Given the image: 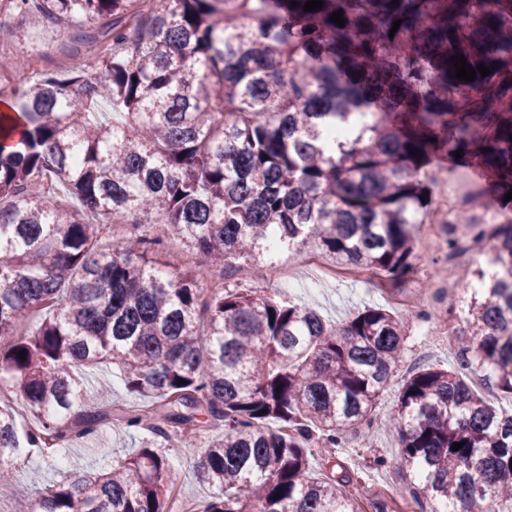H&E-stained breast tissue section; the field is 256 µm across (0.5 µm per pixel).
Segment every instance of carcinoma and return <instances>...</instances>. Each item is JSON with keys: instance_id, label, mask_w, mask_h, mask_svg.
Returning a JSON list of instances; mask_svg holds the SVG:
<instances>
[{"instance_id": "cac0c4a2", "label": "carcinoma", "mask_w": 512, "mask_h": 512, "mask_svg": "<svg viewBox=\"0 0 512 512\" xmlns=\"http://www.w3.org/2000/svg\"><path fill=\"white\" fill-rule=\"evenodd\" d=\"M305 2L9 0L28 28L63 21L78 42L0 110V374L25 419L0 403V484L102 431L153 436L112 466L95 448L93 477L30 471L16 512H169L180 474L166 449L213 429L191 459L213 489L197 512H357L345 484L310 476L311 447L367 419L405 318L366 307L336 326L224 276L261 257L274 274L277 254L312 242L344 271L404 286L433 203L422 173L455 151L494 185L479 208L506 220L480 226L465 209L439 248L466 230L499 272L478 266L449 312L454 365L404 380L393 464L439 506L512 512V414L472 385L512 398V0ZM102 16L111 26L86 33ZM460 55L491 74L456 79ZM104 91L122 124L99 118ZM365 109L361 135L324 147ZM159 223L194 265L169 269L141 229ZM103 363L132 402L86 395L83 369Z\"/></svg>"}]
</instances>
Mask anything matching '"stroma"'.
Returning <instances> with one entry per match:
<instances>
[{"instance_id":"35a3bbf8","label":"stroma","mask_w":512,"mask_h":512,"mask_svg":"<svg viewBox=\"0 0 512 512\" xmlns=\"http://www.w3.org/2000/svg\"><path fill=\"white\" fill-rule=\"evenodd\" d=\"M55 39L40 43L21 38L17 20L0 22V83L10 87L16 83V64L26 62L36 69H49L66 62L71 41L65 24L54 27ZM418 273L413 280L396 291H389L354 277H339L319 285L299 281L290 288H277L264 261L251 265L248 275H227L230 285L242 288H264L278 293L283 299L314 308L331 324H340L367 306H384L394 313L405 314L414 299H421L422 314L408 324L404 356L393 372L391 381L373 408L370 420L362 432H349L341 447L325 448L314 445L311 472L313 475L349 474L357 490L358 512H376V502L387 501L392 512H434L435 502L429 494L412 497L407 486L408 476L394 468L399 441L390 426L396 409L399 387L419 366H449L454 360V335L434 336L430 333L435 312L448 311L449 306L438 298L428 283L437 268L444 264V252L429 248L426 237H419L416 249Z\"/></svg>"}]
</instances>
